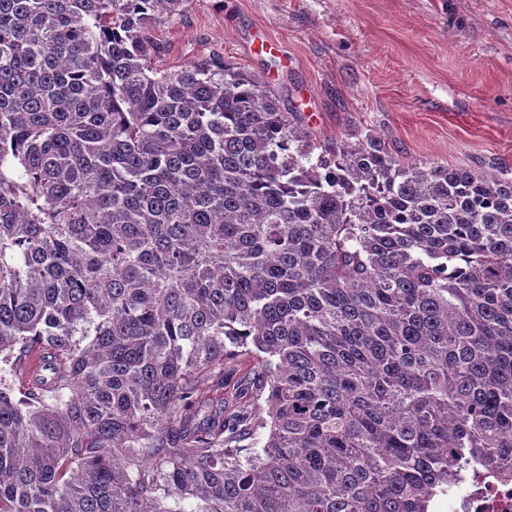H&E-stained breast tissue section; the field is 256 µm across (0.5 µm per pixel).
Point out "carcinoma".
Segmentation results:
<instances>
[{
	"label": "carcinoma",
	"instance_id": "obj_1",
	"mask_svg": "<svg viewBox=\"0 0 512 512\" xmlns=\"http://www.w3.org/2000/svg\"><path fill=\"white\" fill-rule=\"evenodd\" d=\"M182 4L0 0V512H430L512 480V170L369 133L312 157L258 78L153 66ZM241 356L261 439L224 417ZM250 367L249 362L240 360L234 362L228 361L227 364L224 363V411L228 410V403L230 407L232 404L237 402V405L248 406L249 410H260L261 417L267 418L265 411H262L261 409L265 405L264 399L266 397L267 388L263 392L261 391V393H259L258 391H254L253 384H248L254 381L252 380L254 376L253 373L248 376ZM248 377L251 380H248ZM239 385H243L242 388L250 386L249 393L245 390L244 393L238 397L239 399H235L236 395H239ZM251 388L253 389V392H251Z\"/></svg>",
	"mask_w": 512,
	"mask_h": 512
}]
</instances>
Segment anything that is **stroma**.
Segmentation results:
<instances>
[{"mask_svg": "<svg viewBox=\"0 0 512 512\" xmlns=\"http://www.w3.org/2000/svg\"><path fill=\"white\" fill-rule=\"evenodd\" d=\"M157 33L161 67L224 57L322 145L512 169V0H184ZM249 369L225 364L224 400L258 411Z\"/></svg>", "mask_w": 512, "mask_h": 512, "instance_id": "obj_1", "label": "stroma"}]
</instances>
